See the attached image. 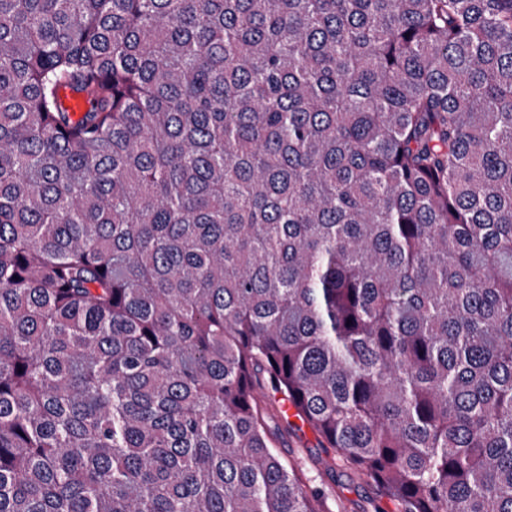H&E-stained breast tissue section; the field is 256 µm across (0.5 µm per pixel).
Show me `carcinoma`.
<instances>
[{
    "mask_svg": "<svg viewBox=\"0 0 512 512\" xmlns=\"http://www.w3.org/2000/svg\"><path fill=\"white\" fill-rule=\"evenodd\" d=\"M271 394L512 512V0H0V512H326Z\"/></svg>",
    "mask_w": 512,
    "mask_h": 512,
    "instance_id": "1",
    "label": "carcinoma"
}]
</instances>
